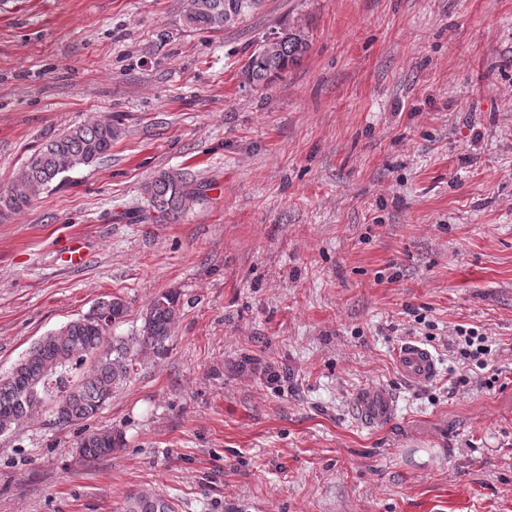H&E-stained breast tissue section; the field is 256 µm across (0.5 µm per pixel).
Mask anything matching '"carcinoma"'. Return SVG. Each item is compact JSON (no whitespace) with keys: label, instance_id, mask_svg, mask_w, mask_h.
<instances>
[{"label":"carcinoma","instance_id":"carcinoma-1","mask_svg":"<svg viewBox=\"0 0 512 512\" xmlns=\"http://www.w3.org/2000/svg\"><path fill=\"white\" fill-rule=\"evenodd\" d=\"M262 0H188L184 21L192 28L220 31L261 7ZM309 49L304 32L290 31L264 39L248 56L241 74L244 82L265 86L296 64ZM124 130L121 123L97 120L74 126L48 139L25 163L0 207L10 212L28 209L65 174L98 163L112 151ZM147 201L158 221L181 214L200 194L199 185L179 170L161 171L145 186ZM112 312V324L128 312L124 299L102 302ZM179 314V298L162 293L148 304L136 342L156 354L166 350ZM108 329L94 311L41 337L9 371L0 375V434L39 413L52 402L61 426H77L92 417L112 398L133 370L134 350L128 340L107 337ZM122 445L121 434L103 429L84 434L78 453L85 461L112 454ZM122 512H176L174 502L161 493H134Z\"/></svg>","mask_w":512,"mask_h":512}]
</instances>
